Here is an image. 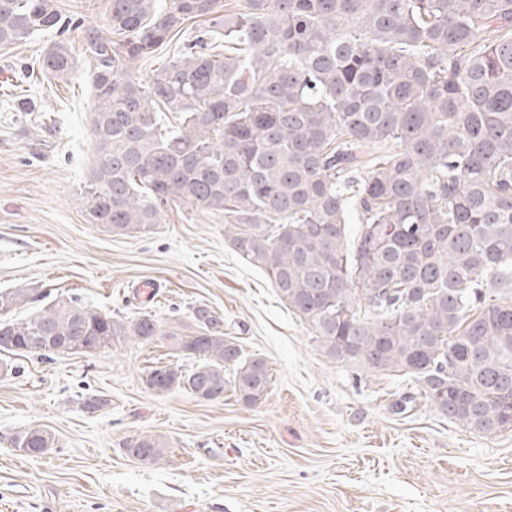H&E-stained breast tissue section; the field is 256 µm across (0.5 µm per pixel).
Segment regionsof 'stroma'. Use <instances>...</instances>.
<instances>
[{"label":"stroma","instance_id":"1","mask_svg":"<svg viewBox=\"0 0 512 512\" xmlns=\"http://www.w3.org/2000/svg\"><path fill=\"white\" fill-rule=\"evenodd\" d=\"M54 38L0 49V290L159 317L209 305L245 355L267 362L271 382L256 406L230 391L219 403L180 388L151 394L146 367L188 363L167 340L11 357L13 373L0 375V512H512V431H470L414 380L327 358L225 241L223 218L174 202L143 237L88 222V60L68 83L32 79V111L17 106L16 75ZM89 395L105 406L86 410ZM32 426L55 437L37 457L12 444ZM141 433L168 438L164 459L124 455Z\"/></svg>","mask_w":512,"mask_h":512}]
</instances>
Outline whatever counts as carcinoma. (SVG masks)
<instances>
[{
    "label": "carcinoma",
    "mask_w": 512,
    "mask_h": 512,
    "mask_svg": "<svg viewBox=\"0 0 512 512\" xmlns=\"http://www.w3.org/2000/svg\"><path fill=\"white\" fill-rule=\"evenodd\" d=\"M190 22L195 36L136 81L133 64ZM49 30L45 77L77 71L68 32L92 63L89 223L145 236L178 201L222 217L326 357L414 378L472 431L512 428V0H110L103 26L58 0H0L1 48ZM37 298L0 291L1 354L168 339L195 366L149 367L151 393L266 398L267 363L243 357L206 304L163 319L58 298L13 317ZM13 443L35 457L55 439L31 427ZM169 448L123 443L146 465Z\"/></svg>",
    "instance_id": "1"
}]
</instances>
